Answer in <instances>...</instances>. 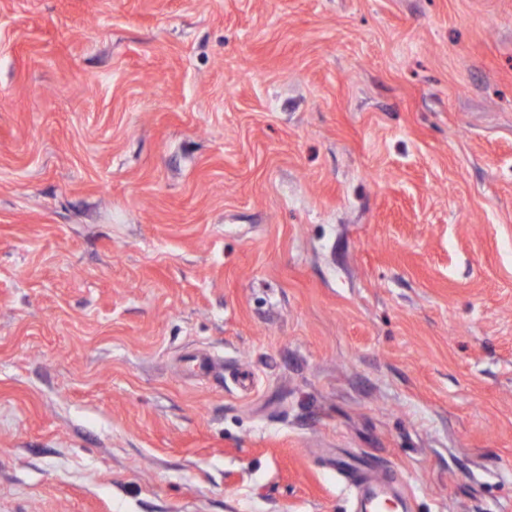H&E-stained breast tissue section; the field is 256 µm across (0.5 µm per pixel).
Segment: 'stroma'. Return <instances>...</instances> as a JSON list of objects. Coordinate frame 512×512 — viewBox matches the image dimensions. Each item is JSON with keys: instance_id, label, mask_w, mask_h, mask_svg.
I'll list each match as a JSON object with an SVG mask.
<instances>
[{"instance_id": "obj_1", "label": "stroma", "mask_w": 512, "mask_h": 512, "mask_svg": "<svg viewBox=\"0 0 512 512\" xmlns=\"http://www.w3.org/2000/svg\"><path fill=\"white\" fill-rule=\"evenodd\" d=\"M336 455L512 512V0H0V512Z\"/></svg>"}]
</instances>
